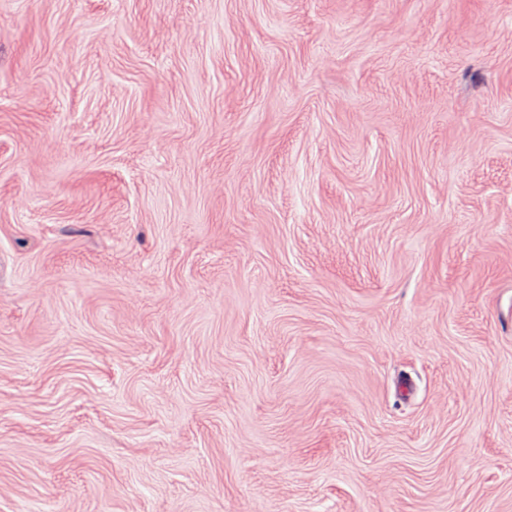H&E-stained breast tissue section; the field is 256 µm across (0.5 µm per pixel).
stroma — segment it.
Masks as SVG:
<instances>
[{"mask_svg":"<svg viewBox=\"0 0 512 512\" xmlns=\"http://www.w3.org/2000/svg\"><path fill=\"white\" fill-rule=\"evenodd\" d=\"M0 512H512V0H0Z\"/></svg>","mask_w":512,"mask_h":512,"instance_id":"obj_1","label":"stroma"}]
</instances>
